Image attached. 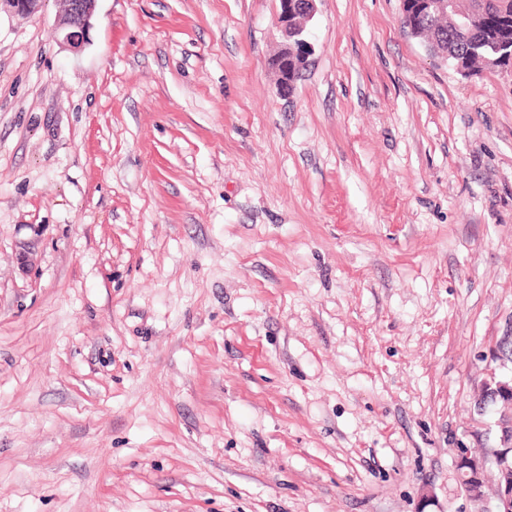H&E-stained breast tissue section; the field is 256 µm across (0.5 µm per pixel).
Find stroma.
<instances>
[{"mask_svg": "<svg viewBox=\"0 0 512 512\" xmlns=\"http://www.w3.org/2000/svg\"><path fill=\"white\" fill-rule=\"evenodd\" d=\"M0 9V512H470L512 333V66L400 0ZM60 10L55 30L60 44L80 52L90 41L97 0H56ZM316 0H279L277 25L286 41L271 65L280 73L282 84L288 90L291 80L306 67L312 47L307 40L303 22L311 20L316 12ZM512 346V334L503 336L493 350L492 360L495 367H490L487 378L483 382L485 396L490 394L493 399L512 396V367H508L505 348Z\"/></svg>", "mask_w": 512, "mask_h": 512, "instance_id": "obj_1", "label": "stroma"}]
</instances>
